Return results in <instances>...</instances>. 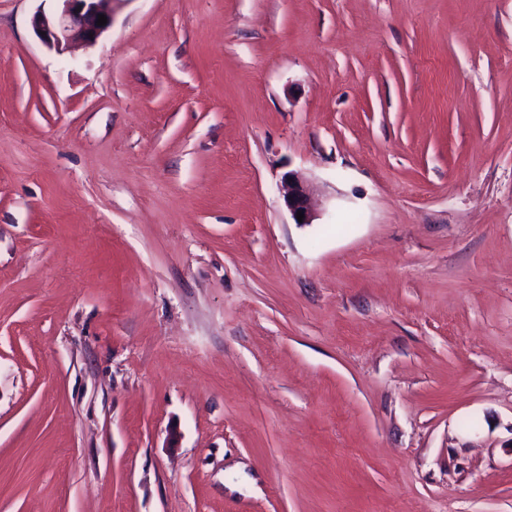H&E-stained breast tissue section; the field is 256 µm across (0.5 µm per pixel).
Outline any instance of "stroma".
<instances>
[{"label":"stroma","instance_id":"stroma-1","mask_svg":"<svg viewBox=\"0 0 512 512\" xmlns=\"http://www.w3.org/2000/svg\"><path fill=\"white\" fill-rule=\"evenodd\" d=\"M52 7L0 0V512H512V0ZM58 2L55 11L38 9L31 20L36 37L50 50L63 52L71 44L94 46L112 27V0H51ZM107 23L98 26V15ZM45 32V35H42ZM93 34V38L89 37ZM283 199L294 223L311 224L316 219V213L312 208L311 195L302 178L293 171L285 173L281 178ZM302 211V222L297 219V212Z\"/></svg>","mask_w":512,"mask_h":512}]
</instances>
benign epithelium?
<instances>
[{
  "label": "benign epithelium",
  "instance_id": "benign-epithelium-1",
  "mask_svg": "<svg viewBox=\"0 0 512 512\" xmlns=\"http://www.w3.org/2000/svg\"><path fill=\"white\" fill-rule=\"evenodd\" d=\"M53 12L38 9L31 20L36 37L50 50L62 52L71 44L93 46L110 29L113 23L112 0H56ZM104 15L107 23L97 25L98 16ZM283 199L292 219L302 212V223L311 224L316 219L311 195L305 182L295 172L289 171L281 178Z\"/></svg>",
  "mask_w": 512,
  "mask_h": 512
}]
</instances>
